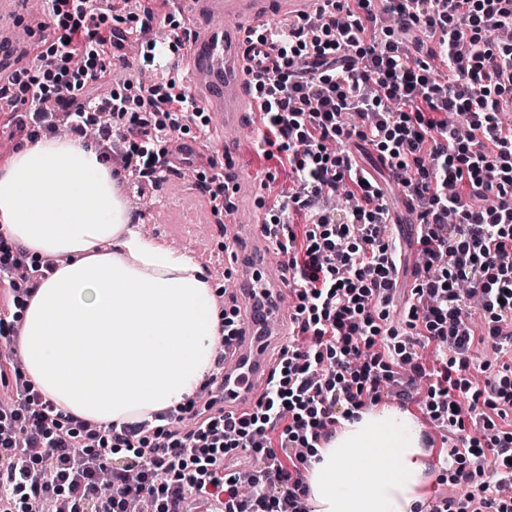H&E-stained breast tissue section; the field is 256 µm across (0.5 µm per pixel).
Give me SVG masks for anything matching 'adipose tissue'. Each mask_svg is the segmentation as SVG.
I'll return each mask as SVG.
<instances>
[{
    "label": "adipose tissue",
    "instance_id": "obj_1",
    "mask_svg": "<svg viewBox=\"0 0 512 512\" xmlns=\"http://www.w3.org/2000/svg\"><path fill=\"white\" fill-rule=\"evenodd\" d=\"M0 235L30 264L56 261L13 313L26 377L57 412L133 424L198 394L221 349L216 289L190 257L141 239L93 146L58 136L16 149L0 166ZM426 470L407 412L363 411L313 448L310 502L314 512H420Z\"/></svg>",
    "mask_w": 512,
    "mask_h": 512
}]
</instances>
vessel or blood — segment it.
<instances>
[{
	"label": "vessel or blood",
	"mask_w": 512,
	"mask_h": 512,
	"mask_svg": "<svg viewBox=\"0 0 512 512\" xmlns=\"http://www.w3.org/2000/svg\"><path fill=\"white\" fill-rule=\"evenodd\" d=\"M321 0H189V14L197 28L186 59L194 70L192 96L216 118L213 126L226 154L247 158L261 145L260 137L244 140L246 122H259L261 101L253 92L254 79L273 68L277 54L270 45L257 41L272 12L295 22L316 14ZM223 17L220 26L213 17ZM18 21L0 19V47L11 49L12 69L27 65L40 49L42 35L30 31L19 37ZM169 161L177 168H198L208 155L196 140H174ZM225 229L235 233L233 248L226 258L233 270L231 285L237 307L233 338L224 347V388L218 404L225 413H251L265 393L271 372L279 363L294 325L286 300L287 278L266 274L271 238L263 216L240 223L237 212L224 214Z\"/></svg>",
	"instance_id": "obj_1"
}]
</instances>
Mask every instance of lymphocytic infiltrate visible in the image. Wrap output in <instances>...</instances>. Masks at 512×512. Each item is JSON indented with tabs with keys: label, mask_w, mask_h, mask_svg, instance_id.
<instances>
[{
	"label": "lymphocytic infiltrate",
	"mask_w": 512,
	"mask_h": 512,
	"mask_svg": "<svg viewBox=\"0 0 512 512\" xmlns=\"http://www.w3.org/2000/svg\"><path fill=\"white\" fill-rule=\"evenodd\" d=\"M324 0L315 19L274 26L265 37L279 65L255 83L263 101V141L288 169V188L268 207L275 250L285 259L298 300L302 346H288L265 395L248 416L189 404L168 425L141 421L104 427L79 420L63 428L53 404L25 379L15 351L0 354V454L19 456L18 472L0 473V500L14 512H39L63 498L64 512H125L146 499L151 512H180L185 499L223 498V512H309L306 454L342 420L379 403L384 389L408 401L428 379L426 412L454 442L455 483L470 490L433 512H512V125L499 105L512 72V0ZM53 26L37 66L0 87L17 110L7 126L36 140L67 127L84 137L96 126L103 157L127 179L155 182L169 172V140L202 109L182 92L183 43L176 24L164 42L150 39V12L120 11L118 0H44ZM131 22L146 36L143 66L155 80L142 88L98 92L106 60L120 40L105 23ZM371 146L398 174L424 230L422 265L402 329L387 326L397 287L398 251L383 230L384 192L358 169L346 144ZM303 216L295 233L288 216ZM22 247L0 246V285L11 300L35 293L40 277L18 281ZM480 298L475 323L459 292ZM493 345L503 362L477 383L455 377L466 355ZM452 351L426 368L419 346ZM466 407H459V399ZM253 461L225 472L234 451ZM112 493L101 496V471Z\"/></svg>",
	"instance_id": "lymphocytic-infiltrate-1"
}]
</instances>
